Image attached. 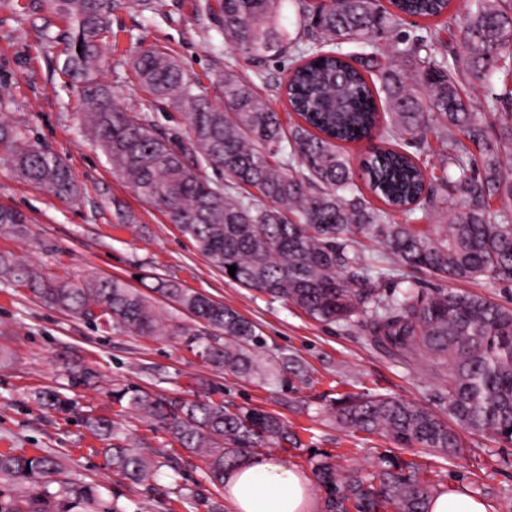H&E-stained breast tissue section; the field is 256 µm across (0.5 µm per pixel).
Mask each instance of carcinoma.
Returning a JSON list of instances; mask_svg holds the SVG:
<instances>
[{"label": "carcinoma", "mask_w": 512, "mask_h": 512, "mask_svg": "<svg viewBox=\"0 0 512 512\" xmlns=\"http://www.w3.org/2000/svg\"><path fill=\"white\" fill-rule=\"evenodd\" d=\"M69 26L60 73L78 84L81 128L112 173L170 223L224 276L284 300L325 325L356 326L374 346L401 362L426 355L448 367L444 415L382 394L335 399L337 424L348 433L381 434L400 448H432L457 457L460 431L512 443V306L453 288L426 291L409 275L439 280L492 279L512 286V90L472 98L464 86L512 75V0H472L463 20V52L448 55L425 33L401 31L406 19L452 13L453 0H298L315 22L290 32L280 22L283 0H196L214 18L229 53L261 60L294 58L283 85L299 121L286 127L256 91L255 80L228 64L215 82L222 100L190 77L167 48L154 45L131 60L149 111L121 107L100 81L103 45L112 36V0H46ZM352 44L354 52L342 47ZM509 105V111L499 106ZM183 114L188 140L176 146L150 110ZM434 135L440 173L418 154ZM379 137L355 174L343 143ZM0 161L21 181L59 199L77 195L67 162L29 140L28 129L0 123ZM211 169L213 176L203 174ZM360 178L380 205L358 189ZM440 216L418 224L417 211ZM26 218L0 207V231L23 234ZM0 277L27 289L42 305L105 331L186 336L206 364L248 380L309 384L298 356L269 351L255 325L235 308L173 282L174 317L118 277L58 278L11 252H0ZM118 419L86 414L88 433L106 447V466L130 484L157 481L160 466L173 484L182 455L133 438L135 415L170 444L201 456L209 483L227 477L257 448H299V434L272 412L229 408L222 400L168 396L137 385H113ZM37 401L72 408L58 391ZM324 491L323 512H428L436 487L414 460L384 454L370 470L339 472L327 456L312 462ZM23 481L32 494L0 512H57L63 496L75 508L97 500L94 483L74 484L60 458L24 450L0 453V482ZM57 484L59 490L50 492ZM180 503L224 512L217 498L196 492Z\"/></svg>", "instance_id": "1"}]
</instances>
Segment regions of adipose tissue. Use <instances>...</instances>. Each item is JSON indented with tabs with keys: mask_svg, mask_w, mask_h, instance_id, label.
Segmentation results:
<instances>
[{
	"mask_svg": "<svg viewBox=\"0 0 512 512\" xmlns=\"http://www.w3.org/2000/svg\"><path fill=\"white\" fill-rule=\"evenodd\" d=\"M231 512H308L311 485L280 459H250L226 480Z\"/></svg>",
	"mask_w": 512,
	"mask_h": 512,
	"instance_id": "ef3b65f1",
	"label": "adipose tissue"
}]
</instances>
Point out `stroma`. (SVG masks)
Returning a JSON list of instances; mask_svg holds the SVG:
<instances>
[{"mask_svg": "<svg viewBox=\"0 0 512 512\" xmlns=\"http://www.w3.org/2000/svg\"><path fill=\"white\" fill-rule=\"evenodd\" d=\"M155 12L139 0H115L109 24L112 38L104 46L107 65L100 74L116 101L143 109L141 91L127 60L139 46L168 48L186 72L210 84L224 72V41L206 30L192 0H161ZM69 28L45 0H0V120L27 126L30 139L65 159L80 189L62 201L16 180L0 164V205L24 213L26 235L0 234V251H11L59 277L116 276L151 293L160 282L174 281L237 309L251 320L270 349L299 355L313 370V384L288 391L282 385H257L215 372L197 357L185 338L136 336L94 328L49 309L22 288L0 278V452L10 448L44 449L62 457L69 479L99 486L93 512H187L170 507L167 498L142 486L109 478L99 441L81 423L85 413L111 416L113 383L142 386L196 398V378L211 382L213 399L237 406H257L277 413L299 428L303 448L257 449L274 454L289 467L310 473V452L330 456L341 472H361L393 450L379 435L346 433L336 423L335 398L348 392L380 393L439 410L446 384L443 370L420 359L403 365L375 349L357 328L324 325L295 306L239 286L213 267L157 208L143 203L113 176L103 154L79 129L77 90L57 71V56ZM290 66L285 57L262 64L238 59L243 74L261 72L258 89L283 124L295 122L277 86ZM120 200L132 220L116 229L113 200ZM88 366L95 382L71 387L69 367ZM56 390L76 408L61 412L38 404V393ZM462 456L448 457L426 448L399 451L423 464L437 489L475 494L487 512H512V446L487 436L465 435Z\"/></svg>", "mask_w": 512, "mask_h": 512, "instance_id": "stroma-1", "label": "stroma"}]
</instances>
